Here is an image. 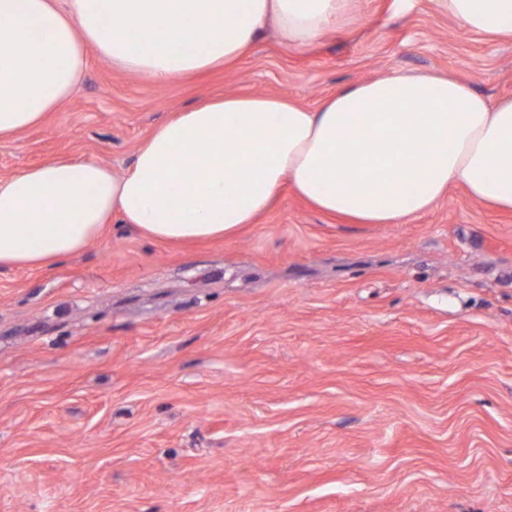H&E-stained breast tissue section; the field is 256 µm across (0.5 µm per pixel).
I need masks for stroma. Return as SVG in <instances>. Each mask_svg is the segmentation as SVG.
<instances>
[{
	"label": "stroma",
	"instance_id": "1",
	"mask_svg": "<svg viewBox=\"0 0 512 512\" xmlns=\"http://www.w3.org/2000/svg\"><path fill=\"white\" fill-rule=\"evenodd\" d=\"M449 74L512 95V42L434 0H357L310 50L274 35L161 85L90 55L0 176L118 169L218 95L309 108L337 86ZM0 512H512V213L451 188L402 224L290 190L230 239L121 225L50 269L0 270Z\"/></svg>",
	"mask_w": 512,
	"mask_h": 512
}]
</instances>
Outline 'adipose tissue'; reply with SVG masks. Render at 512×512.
I'll return each instance as SVG.
<instances>
[{
  "instance_id": "obj_1",
  "label": "adipose tissue",
  "mask_w": 512,
  "mask_h": 512,
  "mask_svg": "<svg viewBox=\"0 0 512 512\" xmlns=\"http://www.w3.org/2000/svg\"><path fill=\"white\" fill-rule=\"evenodd\" d=\"M356 0H0V141L38 126L79 82L88 50L167 83L230 66L273 31L303 50ZM467 31L512 40V0H435ZM456 185L512 212V96L392 74L316 109L227 95L155 127L127 169L51 160L0 177V268H47L108 224L160 242L233 237L283 188L354 224H399Z\"/></svg>"
}]
</instances>
